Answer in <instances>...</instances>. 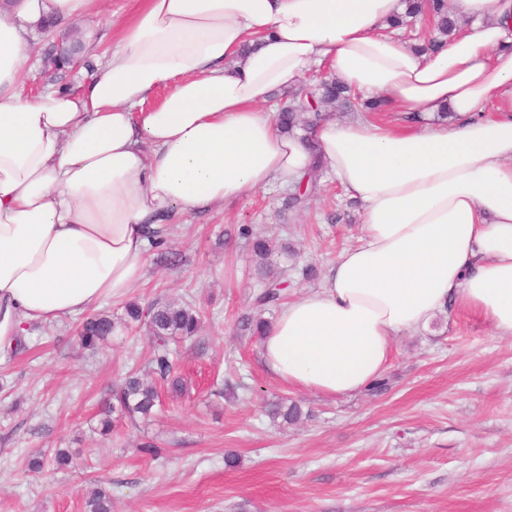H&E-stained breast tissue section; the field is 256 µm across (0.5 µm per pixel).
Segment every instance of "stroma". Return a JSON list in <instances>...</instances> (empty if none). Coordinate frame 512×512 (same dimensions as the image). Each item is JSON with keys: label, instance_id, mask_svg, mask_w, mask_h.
<instances>
[{"label": "stroma", "instance_id": "stroma-1", "mask_svg": "<svg viewBox=\"0 0 512 512\" xmlns=\"http://www.w3.org/2000/svg\"><path fill=\"white\" fill-rule=\"evenodd\" d=\"M138 7L102 0L69 29L101 55ZM57 39L32 26L28 93L45 86L43 58ZM288 194L273 186L205 213L175 212L166 248L176 265L151 250L145 279L101 306L115 320L130 301L202 310L179 361L189 396L163 397L146 418L114 417L103 433L109 387L149 368L150 341L135 327L85 350L79 318L67 317L0 360V512H83L100 480L112 485V512H512V336L471 310L450 306L397 336L379 393L326 397L265 370L259 339L239 326L261 290L240 225L288 244L273 261L291 300L317 288L362 229L361 203L328 171L302 206H289ZM283 398L302 404L298 423L268 415ZM149 445L158 458L144 454ZM59 448L75 466L27 470L32 455Z\"/></svg>", "mask_w": 512, "mask_h": 512}]
</instances>
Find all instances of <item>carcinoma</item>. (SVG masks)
<instances>
[{"label": "carcinoma", "mask_w": 512, "mask_h": 512, "mask_svg": "<svg viewBox=\"0 0 512 512\" xmlns=\"http://www.w3.org/2000/svg\"><path fill=\"white\" fill-rule=\"evenodd\" d=\"M406 5L405 16H396L392 26L399 27L404 17H416L426 14L432 19L436 36L420 46V51L436 53L443 49L446 38L457 29V23L448 17V0H403ZM81 48V44L72 41L63 44L48 54L54 76L71 63L70 51ZM305 95L312 96L313 102L299 100L279 109L281 124L287 132L305 131L323 119L322 108L337 106L347 112H374L380 107L377 101L363 100L345 86L325 77L306 90ZM258 270L266 278L264 290L256 297L254 312L241 319L244 331L255 336H263L269 329L264 314L278 308L284 299L285 285L278 279L268 277V261L277 250L273 241L256 237L251 242ZM146 325L154 344L150 361L149 379L145 380L137 371L129 372L125 378L112 388V412L133 417L137 414L146 417L159 402V388L163 387L173 397H183L188 392L185 379L178 373L176 361L180 345L198 335L202 325V313L197 307L186 301L165 300L151 303L143 308L137 303L125 306L124 327L134 324ZM117 323L104 314H95L83 320L78 332L80 343L85 348H95L115 333ZM272 417H278L287 424L297 422L302 415L296 402H283L273 405ZM85 512H112V488L97 484L88 493L85 500Z\"/></svg>", "instance_id": "1"}]
</instances>
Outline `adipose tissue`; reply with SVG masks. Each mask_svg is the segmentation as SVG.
<instances>
[{
	"label": "adipose tissue",
	"mask_w": 512,
	"mask_h": 512,
	"mask_svg": "<svg viewBox=\"0 0 512 512\" xmlns=\"http://www.w3.org/2000/svg\"><path fill=\"white\" fill-rule=\"evenodd\" d=\"M95 6L0 0V354L123 297L149 232L170 231L160 215L288 187L319 162L362 203L363 229L263 337L273 376L363 391L394 338L451 301L512 336V0H448L471 27L434 54L392 36L401 0H142L82 91L27 97L28 24ZM324 63L395 124L285 132L271 92ZM442 110L452 124L431 123Z\"/></svg>",
	"instance_id": "obj_1"
}]
</instances>
